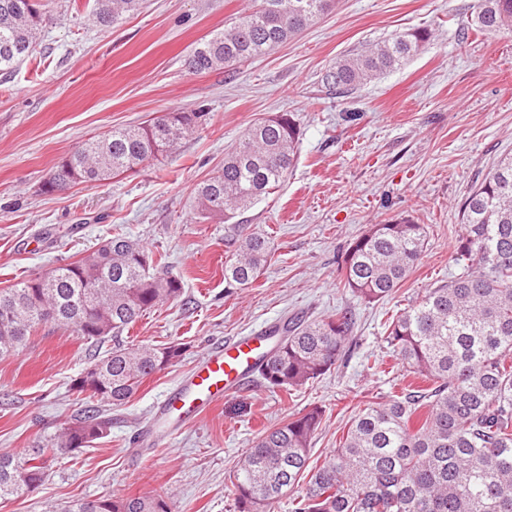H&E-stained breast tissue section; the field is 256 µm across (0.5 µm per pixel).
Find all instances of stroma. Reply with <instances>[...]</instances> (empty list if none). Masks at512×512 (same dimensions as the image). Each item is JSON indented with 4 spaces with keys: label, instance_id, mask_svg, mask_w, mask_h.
<instances>
[{
    "label": "stroma",
    "instance_id": "obj_1",
    "mask_svg": "<svg viewBox=\"0 0 512 512\" xmlns=\"http://www.w3.org/2000/svg\"><path fill=\"white\" fill-rule=\"evenodd\" d=\"M41 3L47 20L32 59L0 75V289L120 233L165 257L183 295L118 340L94 347L48 323L0 358V453L45 446L85 408L72 381L95 350L179 343L184 354L113 410L108 436L57 456L39 489L0 499V512H66L76 501L148 490L172 493L175 512H234L233 472L264 430L321 406L310 453L319 463L364 404L405 393L411 378L383 344L385 323L460 274V207L492 164L512 155V31L468 29L477 0H338L273 52L196 74L190 51L258 0H146L109 30L93 23L94 0ZM415 28L432 37L400 69L342 96L323 83L336 57ZM190 110L206 119L175 153L98 185L43 191L87 139ZM284 112L300 127L287 181L233 220L203 218L195 185L253 123ZM397 218L427 225V247L394 299L365 302L342 285L344 253L369 225ZM239 224L272 243L246 289L224 285L226 243ZM339 311L353 324L335 370L289 394L254 379L169 443H140L154 406L208 350L287 318Z\"/></svg>",
    "mask_w": 512,
    "mask_h": 512
}]
</instances>
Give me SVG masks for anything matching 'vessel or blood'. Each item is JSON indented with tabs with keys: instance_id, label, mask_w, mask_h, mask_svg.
<instances>
[{
	"instance_id": "1",
	"label": "vessel or blood",
	"mask_w": 512,
	"mask_h": 512,
	"mask_svg": "<svg viewBox=\"0 0 512 512\" xmlns=\"http://www.w3.org/2000/svg\"><path fill=\"white\" fill-rule=\"evenodd\" d=\"M270 340L265 331L238 336L211 349L186 379L157 403L158 419L169 424L171 433H179L225 394L249 383L259 373Z\"/></svg>"
}]
</instances>
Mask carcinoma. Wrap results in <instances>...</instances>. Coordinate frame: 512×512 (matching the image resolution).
<instances>
[{"label":"carcinoma","mask_w":512,"mask_h":512,"mask_svg":"<svg viewBox=\"0 0 512 512\" xmlns=\"http://www.w3.org/2000/svg\"><path fill=\"white\" fill-rule=\"evenodd\" d=\"M334 0H260L224 31L198 43L188 58L198 74L228 68L281 46L314 24ZM145 0H96L92 12L108 29L144 8ZM45 18L29 0H0V72L24 63ZM472 25L512 31V0H478ZM431 38L411 29L336 60L323 81L347 94L417 56ZM203 112H168L162 121L110 131L63 158L44 182L47 193L99 183L177 150ZM300 130L288 113L259 121L224 155V166L194 189L205 218L226 221L275 190L291 172ZM465 233L456 240L464 272L410 301L383 336L389 353L426 386L353 416L333 455L310 465L322 429L319 406L267 430L234 475L236 512H260L309 476L293 512H512V155L500 159L461 207ZM428 244L427 227L400 218L373 224L349 246L343 286L371 303L392 299ZM272 251L269 238L241 231L224 265L229 288H249ZM138 242L116 235L64 266L0 290V357L40 325H70L87 341L117 334L147 310L183 293L181 279L148 262ZM346 313L289 322L267 356L261 379L292 391L336 368L350 339ZM183 347L115 346L94 362L92 405L63 427L50 449L24 457L0 453V498L37 490L48 458L107 436V409L124 406L145 379L176 363ZM95 512H172L168 493L144 491L93 500Z\"/></svg>","instance_id":"cac0c4a2"}]
</instances>
